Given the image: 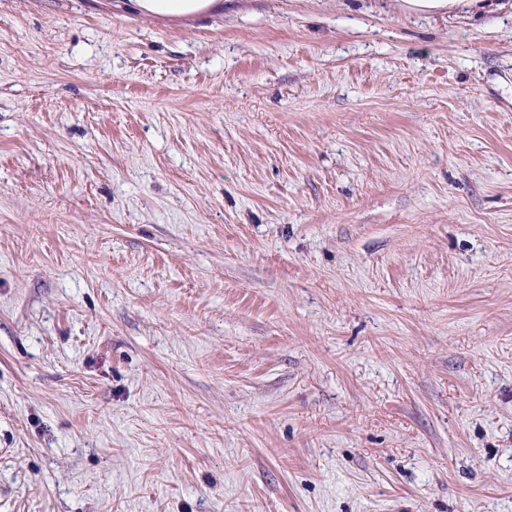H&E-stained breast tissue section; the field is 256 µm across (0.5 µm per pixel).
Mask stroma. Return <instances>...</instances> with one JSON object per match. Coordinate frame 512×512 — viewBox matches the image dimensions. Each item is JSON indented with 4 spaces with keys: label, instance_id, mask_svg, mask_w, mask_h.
<instances>
[{
    "label": "stroma",
    "instance_id": "1",
    "mask_svg": "<svg viewBox=\"0 0 512 512\" xmlns=\"http://www.w3.org/2000/svg\"><path fill=\"white\" fill-rule=\"evenodd\" d=\"M0 512H512V10L0 0ZM141 14L161 18H188L205 14L223 0H129Z\"/></svg>",
    "mask_w": 512,
    "mask_h": 512
}]
</instances>
